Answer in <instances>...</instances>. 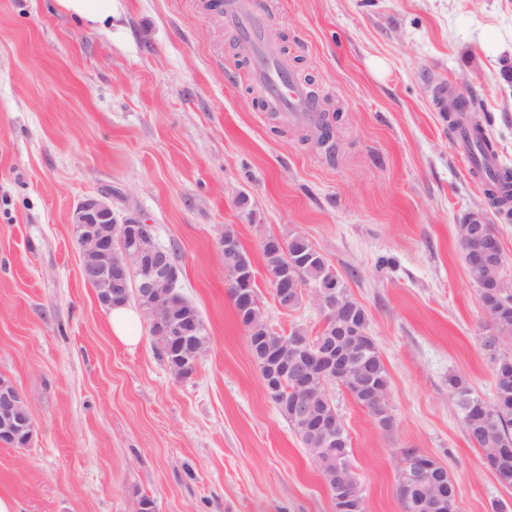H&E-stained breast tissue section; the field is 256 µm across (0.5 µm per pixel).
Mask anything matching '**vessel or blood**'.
<instances>
[{"label": "vessel or blood", "instance_id": "1", "mask_svg": "<svg viewBox=\"0 0 512 512\" xmlns=\"http://www.w3.org/2000/svg\"><path fill=\"white\" fill-rule=\"evenodd\" d=\"M224 22L240 36L252 76L265 90V110L289 125L316 123L320 105L296 78L279 48L269 41V17L257 0H229Z\"/></svg>", "mask_w": 512, "mask_h": 512}]
</instances>
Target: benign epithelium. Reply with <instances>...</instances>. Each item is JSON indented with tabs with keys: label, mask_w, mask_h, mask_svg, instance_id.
Here are the masks:
<instances>
[{
	"label": "benign epithelium",
	"mask_w": 512,
	"mask_h": 512,
	"mask_svg": "<svg viewBox=\"0 0 512 512\" xmlns=\"http://www.w3.org/2000/svg\"><path fill=\"white\" fill-rule=\"evenodd\" d=\"M71 223L81 251L80 271L84 273L85 283L91 284L103 274L112 273L114 265L120 269L105 284L99 300L102 306L128 298L132 290L142 296L175 291V254L157 242L154 225L132 216L119 218L112 207V195L101 193L81 200L72 212ZM460 230L463 252L469 261L468 272L481 269L482 254L501 252L500 238L486 233L482 218H471L460 225ZM270 281L274 282L277 303L288 309L295 301L288 269L282 268L270 274ZM312 298L323 313V323H332L340 330L345 328L336 302L328 295L325 286L313 289ZM290 348H295V345L285 339L276 350L275 363L261 361V376L268 388L274 391L278 379L290 375L296 387V394L290 400L291 407L294 413L305 415L318 396L317 379L334 375L348 380L350 376L335 365L336 356L329 352L315 354L302 350L298 354H290ZM21 436L28 443L33 437L27 400L10 380H0V442L6 439L15 442Z\"/></svg>",
	"instance_id": "7a95c632"
}]
</instances>
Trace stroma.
Segmentation results:
<instances>
[{
    "label": "stroma",
    "instance_id": "obj_1",
    "mask_svg": "<svg viewBox=\"0 0 512 512\" xmlns=\"http://www.w3.org/2000/svg\"><path fill=\"white\" fill-rule=\"evenodd\" d=\"M210 0H116L111 31L55 0H0V376L25 396L30 444H0L18 512H333L325 482L268 398L231 301L219 239L233 225L268 325L317 332L311 301L276 303L261 241L309 239L368 310L390 375L393 431L342 390L336 405L366 512H402V449L447 465L459 512L512 504L448 396L484 400L492 328L458 226L494 224L512 282V221L485 197L434 104L446 84L512 172V0H260L328 144L262 108ZM108 192L177 248L180 291L209 347L176 377L139 317L116 338L80 275L70 222Z\"/></svg>",
    "mask_w": 512,
    "mask_h": 512
}]
</instances>
